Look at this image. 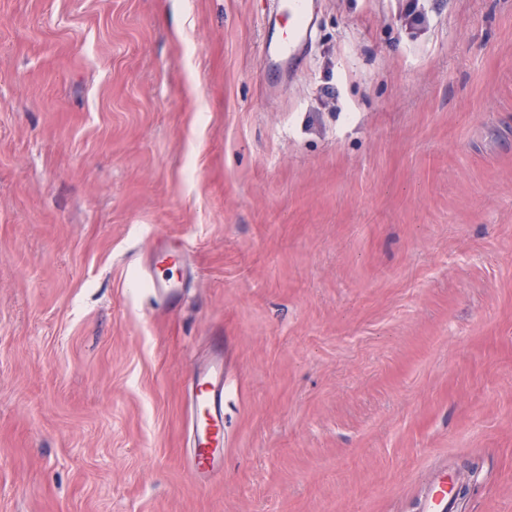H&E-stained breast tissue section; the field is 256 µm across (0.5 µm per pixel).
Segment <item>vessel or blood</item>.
Segmentation results:
<instances>
[{
  "instance_id": "vessel-or-blood-1",
  "label": "vessel or blood",
  "mask_w": 512,
  "mask_h": 512,
  "mask_svg": "<svg viewBox=\"0 0 512 512\" xmlns=\"http://www.w3.org/2000/svg\"><path fill=\"white\" fill-rule=\"evenodd\" d=\"M307 0H278L272 16L278 24L275 39L266 41L263 54L270 64L288 62L298 45L311 34ZM146 282L152 293L168 307L182 299L183 280L150 266ZM224 347L216 345L204 362L195 365L187 384L189 412V464L194 479L202 485L214 481L224 464ZM447 485L435 484L420 503L421 512H450Z\"/></svg>"
}]
</instances>
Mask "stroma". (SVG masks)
Wrapping results in <instances>:
<instances>
[{
    "mask_svg": "<svg viewBox=\"0 0 512 512\" xmlns=\"http://www.w3.org/2000/svg\"><path fill=\"white\" fill-rule=\"evenodd\" d=\"M311 4L0 0V512H512V0ZM308 0H279L275 13L271 16L269 24L273 21L277 26L275 40L271 38L263 46V54L271 65L288 63L296 52L297 46L304 43L311 34L308 24ZM280 19L286 25L280 24ZM146 282L152 293L167 307H176L180 304L183 293V272L175 278L173 274L163 269L160 272L157 264H152L149 273L146 272ZM224 384V345L217 344L187 384L189 464L202 485L214 481L224 464ZM452 508L448 484L433 485L420 503L421 512H451Z\"/></svg>",
    "mask_w": 512,
    "mask_h": 512,
    "instance_id": "obj_1",
    "label": "stroma"
}]
</instances>
